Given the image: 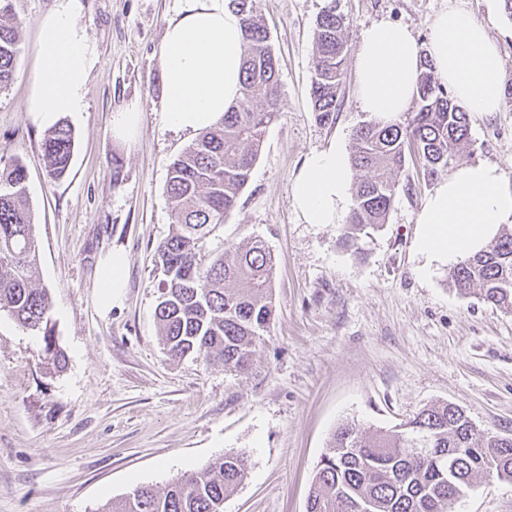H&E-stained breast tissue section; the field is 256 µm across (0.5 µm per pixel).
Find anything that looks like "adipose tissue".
I'll use <instances>...</instances> for the list:
<instances>
[{
	"instance_id": "adipose-tissue-1",
	"label": "adipose tissue",
	"mask_w": 512,
	"mask_h": 512,
	"mask_svg": "<svg viewBox=\"0 0 512 512\" xmlns=\"http://www.w3.org/2000/svg\"><path fill=\"white\" fill-rule=\"evenodd\" d=\"M165 29L160 49L165 123L198 133L216 124L240 97L243 32L228 0H183ZM429 56L442 82L467 112L498 111L505 83L496 42L486 25L455 6L433 21L428 49L413 32L388 20L373 22L357 42V95L362 111L396 121L416 95L422 56ZM92 52L75 22L72 0L38 22L32 80L23 110L42 129L61 115L83 111ZM352 169L343 144L311 152L293 182V200L307 224L342 223L351 200ZM417 253L431 264L453 265L484 249L512 224V183L501 169L470 163L445 178L426 198L418 216Z\"/></svg>"
}]
</instances>
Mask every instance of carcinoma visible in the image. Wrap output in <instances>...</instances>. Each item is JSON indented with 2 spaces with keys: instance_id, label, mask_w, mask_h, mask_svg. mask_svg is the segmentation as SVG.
I'll list each match as a JSON object with an SVG mask.
<instances>
[{
  "instance_id": "1",
  "label": "carcinoma",
  "mask_w": 512,
  "mask_h": 512,
  "mask_svg": "<svg viewBox=\"0 0 512 512\" xmlns=\"http://www.w3.org/2000/svg\"><path fill=\"white\" fill-rule=\"evenodd\" d=\"M243 27L242 99L214 127L198 134L169 165L167 195L172 229L156 247L163 279L155 317L164 349L174 359L201 358L239 371L273 319L274 265L265 243L254 239L232 251L205 256L207 239L236 205L278 117V64L255 0H231ZM350 19L338 0L317 17L311 85L313 111L327 123L338 110L349 53ZM19 27L0 19V89L10 85L20 56ZM415 110L394 124L367 122L355 129L354 182L342 227L343 244L370 237L389 215L402 183L406 153L432 180L469 144L470 114L425 60L417 78ZM75 148L70 125L60 122L43 138L46 177L66 175ZM19 160L0 164V311L21 327L43 333L49 359L64 367L48 328L50 297L34 285L38 245ZM458 294L512 311V231L450 269ZM419 448L429 452L420 455ZM250 470L244 453H226L158 490L139 486L100 512H223L224 495ZM479 474L512 482V434L479 433L459 406H426L391 430L371 437L354 423L339 425L317 465L306 512H452Z\"/></svg>"
}]
</instances>
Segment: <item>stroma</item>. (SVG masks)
I'll list each match as a JSON object with an SVG mask.
<instances>
[{"label":"stroma","mask_w":512,"mask_h":512,"mask_svg":"<svg viewBox=\"0 0 512 512\" xmlns=\"http://www.w3.org/2000/svg\"><path fill=\"white\" fill-rule=\"evenodd\" d=\"M329 0H256L279 68V116L268 128L236 207L208 240L223 252L263 239L276 260L274 320L247 370L171 360L155 308V249L169 234L168 167L194 139L168 127L160 47L182 0H77L94 57L87 105L66 114L76 146L67 175L45 177L44 129L22 112L37 24L59 0H10L20 32L14 82L0 90V161L27 169L50 325L65 355L49 364L41 335L0 312V512H97L137 486L164 488L227 452L248 478L224 512H306L315 467L343 422L390 429L448 402L476 426L512 433V312L461 297L447 266L422 276L413 247L424 198L437 186L407 159L388 221L359 250L337 224H306L292 198L305 157L331 140L353 150L369 118L354 59L329 123L312 110L313 30ZM497 40L512 85V20L502 0H459ZM448 0H341L351 39L375 21L406 25L428 44ZM137 101L132 142L112 136L113 112ZM498 165L512 180V103L471 118V142L450 170ZM126 258L121 296L101 304L97 277ZM455 512H512V483L480 476Z\"/></svg>","instance_id":"1"}]
</instances>
